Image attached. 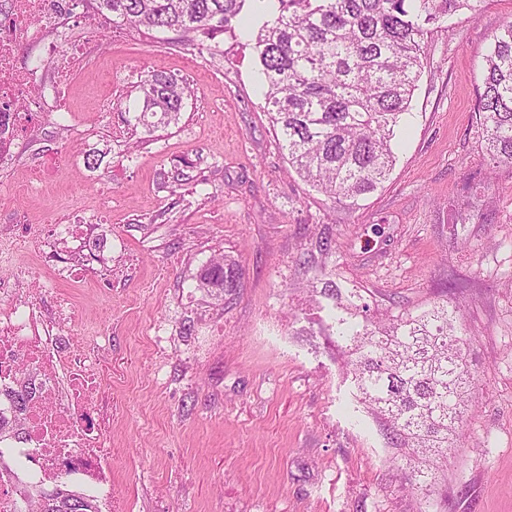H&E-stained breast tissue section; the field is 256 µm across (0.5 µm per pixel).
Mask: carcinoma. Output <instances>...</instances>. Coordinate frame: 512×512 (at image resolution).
I'll use <instances>...</instances> for the list:
<instances>
[{
  "label": "carcinoma",
  "instance_id": "cac0c4a2",
  "mask_svg": "<svg viewBox=\"0 0 512 512\" xmlns=\"http://www.w3.org/2000/svg\"><path fill=\"white\" fill-rule=\"evenodd\" d=\"M112 24L172 32H235L247 0H98ZM266 5L255 49L265 104L280 147L295 171L330 200L346 206L377 190L393 167L394 128L408 110L424 68L431 27L481 0H256ZM142 107L133 126L149 131L178 123L187 83L150 74L139 85ZM476 124L490 163L512 166V21L493 35L483 60ZM232 258L210 261L197 286L218 300L241 285ZM362 321L336 335L345 343L357 402L371 415L409 470L411 489L424 476L414 463L442 470L465 439L462 409L474 378L467 347L476 340L444 307ZM40 512H99L97 502L66 481L39 495Z\"/></svg>",
  "mask_w": 512,
  "mask_h": 512
}]
</instances>
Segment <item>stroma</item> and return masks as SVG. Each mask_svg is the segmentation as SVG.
<instances>
[{
    "mask_svg": "<svg viewBox=\"0 0 512 512\" xmlns=\"http://www.w3.org/2000/svg\"><path fill=\"white\" fill-rule=\"evenodd\" d=\"M508 21L512 0H483L426 36L394 168L353 207L279 149L253 41L215 34L212 55L161 32H90L104 55L0 170V222L25 202L36 224L47 211L86 222L77 238L42 228L39 250L0 253V277L24 269L30 287L73 299L65 335L109 368L128 512H419L378 424L342 411L356 390L329 328L349 303L379 318L444 305L476 335V408L447 470L427 478L429 512H512V166L488 171L474 114ZM152 72L192 95L178 125L148 133L125 112ZM39 165L47 183L20 197ZM219 253L243 269L221 300L196 279Z\"/></svg>",
    "mask_w": 512,
    "mask_h": 512,
    "instance_id": "35a3bbf8",
    "label": "stroma"
}]
</instances>
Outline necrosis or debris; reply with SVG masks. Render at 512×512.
I'll list each match as a JSON object with an SVG mask.
<instances>
[{
    "label": "necrosis or debris",
    "mask_w": 512,
    "mask_h": 512,
    "mask_svg": "<svg viewBox=\"0 0 512 512\" xmlns=\"http://www.w3.org/2000/svg\"><path fill=\"white\" fill-rule=\"evenodd\" d=\"M94 0H0V169L12 167L21 139L44 116L78 72L101 57L104 47L70 37L72 27L106 26ZM68 297L46 314L36 291L17 292L0 279V418L13 419L7 392L27 383L23 412L26 440H0V512H31L20 488L39 489L66 479L96 499L103 512H127L109 459L112 420L101 408L104 371L79 363L59 347L58 333L72 319Z\"/></svg>",
    "instance_id": "1"
}]
</instances>
